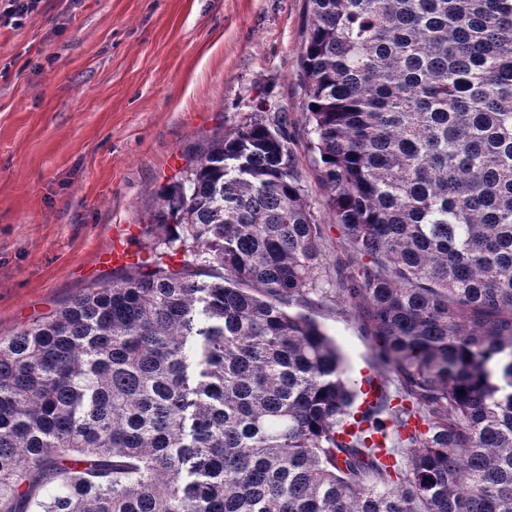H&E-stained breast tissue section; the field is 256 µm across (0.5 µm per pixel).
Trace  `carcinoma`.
Returning <instances> with one entry per match:
<instances>
[{"mask_svg":"<svg viewBox=\"0 0 512 512\" xmlns=\"http://www.w3.org/2000/svg\"><path fill=\"white\" fill-rule=\"evenodd\" d=\"M306 2L376 399L301 312L324 226L251 116L160 193L147 260L0 336V512H512V0Z\"/></svg>","mask_w":512,"mask_h":512,"instance_id":"obj_1","label":"carcinoma"}]
</instances>
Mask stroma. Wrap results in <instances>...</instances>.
<instances>
[{
    "mask_svg": "<svg viewBox=\"0 0 512 512\" xmlns=\"http://www.w3.org/2000/svg\"><path fill=\"white\" fill-rule=\"evenodd\" d=\"M306 0H38L0 23V336L108 281L188 154L246 117L286 113L296 174L326 234L311 312L351 373L371 344L341 290L353 255L325 206L300 82Z\"/></svg>",
    "mask_w": 512,
    "mask_h": 512,
    "instance_id": "1",
    "label": "stroma"
}]
</instances>
